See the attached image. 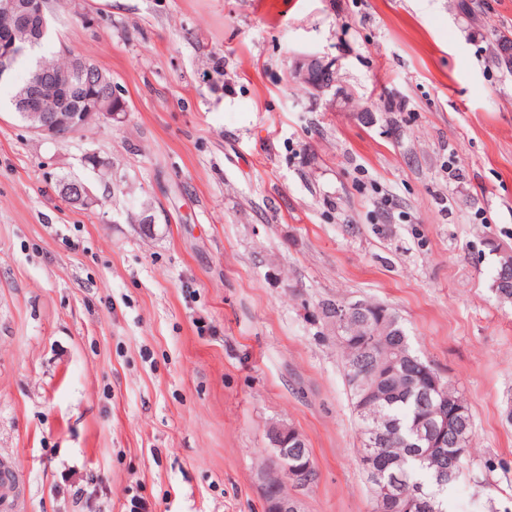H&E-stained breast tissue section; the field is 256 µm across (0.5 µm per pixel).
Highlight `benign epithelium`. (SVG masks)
<instances>
[{
    "mask_svg": "<svg viewBox=\"0 0 512 512\" xmlns=\"http://www.w3.org/2000/svg\"><path fill=\"white\" fill-rule=\"evenodd\" d=\"M47 0H0V78L12 71L22 48L17 34L23 32L34 41L45 34L47 23ZM71 76L64 80L52 73L39 75L16 99V109L31 130L53 140L64 139L82 131L90 118L98 113L113 119L119 112L113 108L112 97L88 95L90 81L112 83L104 72L90 65L73 53ZM335 61H326L317 56H304L297 62L294 75L309 89L322 93L334 83ZM362 301L342 302L335 306L332 323L343 324L352 320L362 310ZM448 428V416L437 414L431 422L423 423L419 436L436 444L434 435ZM272 455L257 470V480L262 491L265 512H304L303 500L298 492L288 493L283 483L288 478H297L306 471L311 462L288 468L290 448H301L302 435L291 426L272 423L267 429Z\"/></svg>",
    "mask_w": 512,
    "mask_h": 512,
    "instance_id": "benign-epithelium-1",
    "label": "benign epithelium"
}]
</instances>
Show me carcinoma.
<instances>
[{
	"instance_id": "cac0c4a2",
	"label": "carcinoma",
	"mask_w": 512,
	"mask_h": 512,
	"mask_svg": "<svg viewBox=\"0 0 512 512\" xmlns=\"http://www.w3.org/2000/svg\"><path fill=\"white\" fill-rule=\"evenodd\" d=\"M496 289L512 297V266H500ZM343 370L350 389L361 435L381 426L374 447L361 444L358 462L367 477L371 496L377 482H393L391 507L374 503V512H447L448 487L468 470L473 439L469 409L448 419V430L435 438L444 446L431 448L414 434L420 420L460 399L462 394L447 386L448 400L432 390L436 368L411 347L398 317L388 307L369 303L336 333ZM361 375L365 387L354 385Z\"/></svg>"
}]
</instances>
